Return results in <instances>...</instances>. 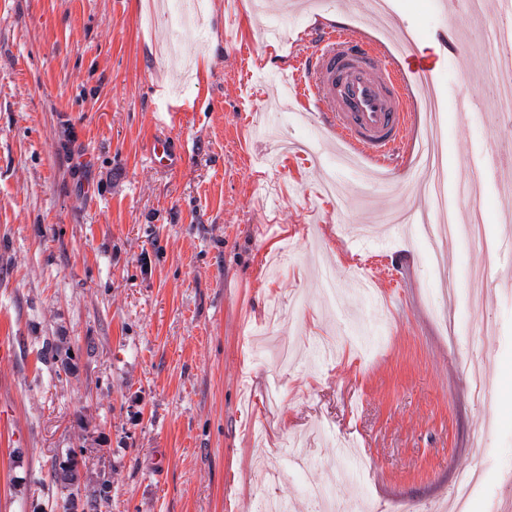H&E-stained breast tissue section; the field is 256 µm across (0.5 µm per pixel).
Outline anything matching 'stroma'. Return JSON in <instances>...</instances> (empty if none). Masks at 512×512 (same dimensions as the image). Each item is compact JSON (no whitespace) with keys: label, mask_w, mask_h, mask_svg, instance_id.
<instances>
[{"label":"stroma","mask_w":512,"mask_h":512,"mask_svg":"<svg viewBox=\"0 0 512 512\" xmlns=\"http://www.w3.org/2000/svg\"><path fill=\"white\" fill-rule=\"evenodd\" d=\"M390 8L397 25L367 30L434 58L456 199L512 148L493 98L477 116L455 103L491 46L462 18L466 43L445 48L436 0ZM344 18L358 21L338 0L267 47L255 0H206L175 57L155 0H0V512H51L70 488L39 479L71 454L81 484L109 477L100 512H317L306 468L338 512H428L470 458L484 475L471 512H493L512 480L506 199L481 189L491 248L450 239L448 289L427 239L373 240L324 196L328 176L359 175L293 98L298 39ZM159 117L186 148L171 170L149 159ZM474 264L488 267L484 335L463 302ZM322 266L345 283L365 271L370 296L332 306ZM475 367L494 413L473 398ZM341 443L365 459L357 481L338 477Z\"/></svg>","instance_id":"35a3bbf8"}]
</instances>
